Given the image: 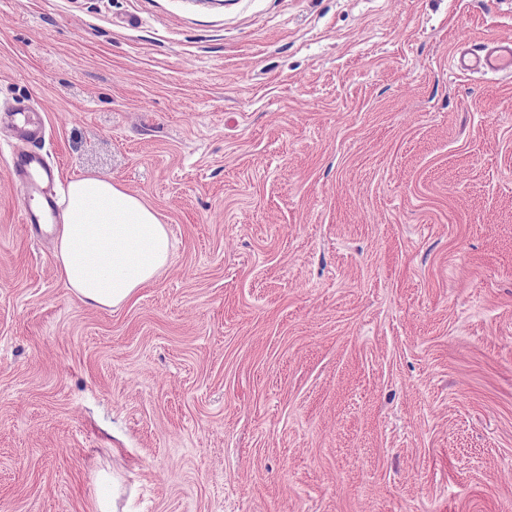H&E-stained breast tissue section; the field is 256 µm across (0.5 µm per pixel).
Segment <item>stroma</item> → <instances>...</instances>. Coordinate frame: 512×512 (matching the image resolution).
Instances as JSON below:
<instances>
[{"instance_id":"stroma-1","label":"stroma","mask_w":512,"mask_h":512,"mask_svg":"<svg viewBox=\"0 0 512 512\" xmlns=\"http://www.w3.org/2000/svg\"><path fill=\"white\" fill-rule=\"evenodd\" d=\"M512 0H0V512H512ZM139 195L174 259L107 310L24 221ZM454 62L457 71L483 70L511 79L512 42L510 40L500 42L477 55L470 52H460ZM25 180L30 188L37 185L38 181L52 177V170L36 156H30L26 159L23 169ZM120 495V480L108 472L101 471L98 476L95 495L96 512L118 511L117 499Z\"/></svg>"}]
</instances>
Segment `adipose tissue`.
<instances>
[{
	"label": "adipose tissue",
	"mask_w": 512,
	"mask_h": 512,
	"mask_svg": "<svg viewBox=\"0 0 512 512\" xmlns=\"http://www.w3.org/2000/svg\"><path fill=\"white\" fill-rule=\"evenodd\" d=\"M55 258L60 280L98 308L118 307L172 262L167 228L141 197L99 177L69 182Z\"/></svg>",
	"instance_id": "obj_1"
}]
</instances>
